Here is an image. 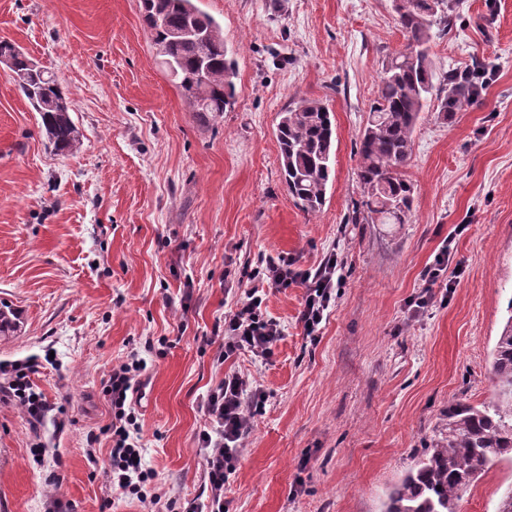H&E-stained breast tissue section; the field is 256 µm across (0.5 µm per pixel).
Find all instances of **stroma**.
Listing matches in <instances>:
<instances>
[{
  "label": "stroma",
  "instance_id": "obj_1",
  "mask_svg": "<svg viewBox=\"0 0 512 512\" xmlns=\"http://www.w3.org/2000/svg\"><path fill=\"white\" fill-rule=\"evenodd\" d=\"M430 55L448 74L479 68L477 104L444 117L429 98L414 132L409 223L355 224L356 142L389 59L406 43L393 0H195L238 65L222 117L190 112L166 76L139 0H0V40L55 73L82 134L48 149L0 66V301L20 327L0 366L34 357L31 381L63 423L33 431L0 401V512H100L112 494L113 365L146 339L134 396L145 462L163 499L206 495L199 399L232 367L267 402L224 487L234 512H380L389 487L437 438L450 402L494 393L491 351L512 316V0H450ZM333 114L327 200L304 212L285 186L276 127L300 99ZM449 248L451 288L406 304ZM342 264L318 342L298 321L303 290L267 289L284 328L270 360L220 366L218 323L264 258ZM512 463L491 465L460 512H496Z\"/></svg>",
  "mask_w": 512,
  "mask_h": 512
}]
</instances>
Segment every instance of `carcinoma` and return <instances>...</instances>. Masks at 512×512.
Masks as SVG:
<instances>
[{
	"label": "carcinoma",
	"instance_id": "cac0c4a2",
	"mask_svg": "<svg viewBox=\"0 0 512 512\" xmlns=\"http://www.w3.org/2000/svg\"><path fill=\"white\" fill-rule=\"evenodd\" d=\"M394 7L407 43L386 66L356 143L362 194L357 213L363 224H405L411 217L413 185L406 169L414 130L433 90L429 43L433 29L448 27V0H394ZM142 20L190 111L217 118L234 107L237 62L227 54L223 29L211 16L193 0H142ZM189 24L204 35V49L183 36ZM0 65L13 73L18 90L39 113L47 145L61 154L79 150L72 101L58 77L11 43H0ZM447 82L439 111L448 115L476 104L468 80L451 75ZM276 138L288 192L303 210H321L336 158L328 107L299 100L281 114ZM17 323V312L0 303V336L15 331ZM492 372L496 395L487 403L448 406L441 436L389 489L383 512H458L461 493L489 465L512 462V316L495 343Z\"/></svg>",
	"mask_w": 512,
	"mask_h": 512
}]
</instances>
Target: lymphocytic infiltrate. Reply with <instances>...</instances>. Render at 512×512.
<instances>
[{"instance_id":"obj_1","label":"lymphocytic infiltrate","mask_w":512,"mask_h":512,"mask_svg":"<svg viewBox=\"0 0 512 512\" xmlns=\"http://www.w3.org/2000/svg\"><path fill=\"white\" fill-rule=\"evenodd\" d=\"M341 265L336 255L325 257L316 271L298 269L294 260L277 258L267 260L264 268L254 276L268 287L278 290L299 284L305 289L300 322L307 338H316L326 321L332 301L334 278ZM264 298L257 287L247 289L243 298L224 316V358L249 352L261 359H269L283 336L279 321L268 317L263 309ZM36 360H27L0 369V401H14L20 405L32 426H41L54 411L42 394L35 392L30 380L36 373ZM147 368L146 359L130 353L125 361L113 366L107 380V393L112 405L109 435L112 441V496L104 500L102 512H112L117 499L134 498L139 502L158 505V495H147L145 487L155 477L144 461L139 444V424L132 407L127 404L129 391L134 390L141 374ZM265 404L260 388L250 387L243 375L225 373L223 379L202 396L199 407L208 425L200 431L198 442L204 451V478L207 484L206 500L183 502L177 512H223L226 504L224 486L235 470L241 440L251 418Z\"/></svg>"}]
</instances>
